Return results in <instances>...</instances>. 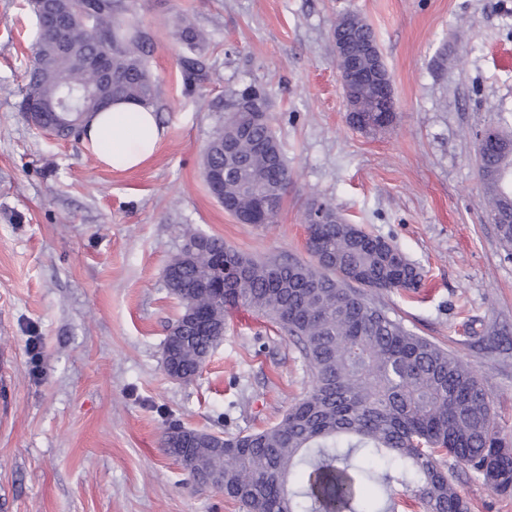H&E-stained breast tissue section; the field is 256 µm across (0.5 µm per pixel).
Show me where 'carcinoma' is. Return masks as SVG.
I'll list each match as a JSON object with an SVG mask.
<instances>
[{
    "instance_id": "1",
    "label": "carcinoma",
    "mask_w": 512,
    "mask_h": 512,
    "mask_svg": "<svg viewBox=\"0 0 512 512\" xmlns=\"http://www.w3.org/2000/svg\"><path fill=\"white\" fill-rule=\"evenodd\" d=\"M63 15L86 13L112 41L115 100L155 106L157 81L146 64L149 35L129 18L126 0H57ZM174 36L189 55L186 78L204 76V36L182 19ZM91 44L78 31L67 46L41 34L33 53L45 60L31 83L42 103H54L65 86L82 88L92 74L76 65ZM364 116L350 119L360 130L376 129L393 117L379 111L383 100L371 86L359 91ZM249 128L252 162L224 184L233 198L241 186L258 204L283 200L290 172L271 119L230 108L205 148L203 170L232 165L239 152L224 151L238 126ZM495 141L478 151L482 205L499 239L512 251V122L499 118ZM323 208L330 222H315ZM307 249L312 260H258L208 237L204 252L181 260L173 295H201L224 263V298L219 311L252 310L293 338L313 388L276 424L224 439V447L192 448L191 477L215 487L245 512H396L394 487L409 491L421 512H470L459 495L447 459L463 465L498 494L512 493V447L499 434L491 399L462 359L414 334L391 318L373 294L421 287L423 269L388 240L365 233L329 201L307 210ZM181 341L173 351L184 372L204 364L220 338L180 318Z\"/></svg>"
}]
</instances>
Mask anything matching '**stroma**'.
Listing matches in <instances>:
<instances>
[{
	"mask_svg": "<svg viewBox=\"0 0 512 512\" xmlns=\"http://www.w3.org/2000/svg\"><path fill=\"white\" fill-rule=\"evenodd\" d=\"M165 138L115 171L79 139L18 108L38 36L25 0H0V512H241L165 448L171 424L234 436L279 422L312 382L288 335L230 309L190 382L169 378L181 313L164 270L186 233L255 258L308 259L306 210L350 223L425 271L383 300L392 318L467 362L512 443V255L482 209L476 134L512 118V0H131ZM344 11L372 28L391 77L392 123L353 128L336 68ZM189 16L206 74L186 93ZM266 98L291 181L274 223L243 224L210 193L203 150L235 93ZM472 512H512L453 465Z\"/></svg>",
	"mask_w": 512,
	"mask_h": 512,
	"instance_id": "35a3bbf8",
	"label": "stroma"
}]
</instances>
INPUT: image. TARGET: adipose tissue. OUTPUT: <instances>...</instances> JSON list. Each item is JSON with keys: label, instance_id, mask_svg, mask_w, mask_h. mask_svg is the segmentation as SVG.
I'll return each mask as SVG.
<instances>
[{"label": "adipose tissue", "instance_id": "ef3b65f1", "mask_svg": "<svg viewBox=\"0 0 512 512\" xmlns=\"http://www.w3.org/2000/svg\"><path fill=\"white\" fill-rule=\"evenodd\" d=\"M164 134L154 108L132 101L112 103L93 114L86 127V139L99 161L117 171L147 163Z\"/></svg>", "mask_w": 512, "mask_h": 512}]
</instances>
